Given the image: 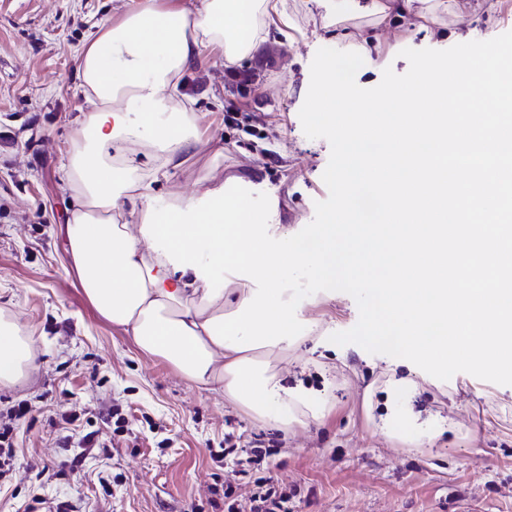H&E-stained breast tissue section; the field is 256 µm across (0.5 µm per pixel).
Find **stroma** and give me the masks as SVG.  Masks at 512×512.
I'll list each match as a JSON object with an SVG mask.
<instances>
[{
    "label": "stroma",
    "mask_w": 512,
    "mask_h": 512,
    "mask_svg": "<svg viewBox=\"0 0 512 512\" xmlns=\"http://www.w3.org/2000/svg\"><path fill=\"white\" fill-rule=\"evenodd\" d=\"M447 0L432 24L336 17V0H288L241 68L216 58L184 78L198 100L210 151L189 153L156 188L188 194L207 173L240 176L266 193L289 234L327 199L330 144L303 132L299 111L322 47L350 50L343 31L380 37L356 74L365 89L385 68H409L405 48L446 49L512 31V0ZM114 0H0V309L35 337L38 368L22 389L0 387V411L27 403L13 431L14 464L0 478V512L41 494L82 500L87 512H246L255 481L286 487L288 512H512V385L461 372L438 380L409 361L337 345L359 320L355 299L321 291L297 306L303 330L279 364L282 385L313 392L320 413L282 428L258 422L198 389L98 317L84 296L61 227L72 203L61 162L89 111L77 78L79 48ZM256 79L247 90L246 73ZM126 423L115 433L107 412ZM99 432L105 456L71 466L59 448L62 415ZM238 448L264 451L242 469ZM112 476L111 485L101 475ZM232 496H225V488Z\"/></svg>",
    "instance_id": "stroma-1"
}]
</instances>
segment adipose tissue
Instances as JSON below:
<instances>
[{
    "label": "adipose tissue",
    "mask_w": 512,
    "mask_h": 512,
    "mask_svg": "<svg viewBox=\"0 0 512 512\" xmlns=\"http://www.w3.org/2000/svg\"><path fill=\"white\" fill-rule=\"evenodd\" d=\"M120 15L78 52L77 77L91 105L62 167L73 197L64 233L80 286L96 313L131 336L144 354L185 380L219 391L253 418L288 425L317 415L304 389L280 384L287 343L248 351L216 344L205 324L238 310L253 284L233 279L207 300L203 279L186 278L132 224L144 221L143 183H160L183 152L208 150L197 133L183 74L215 56L232 69L250 57L270 15L285 0H119ZM132 203L123 212L121 198ZM36 340L13 314L0 312V386L23 384L36 367Z\"/></svg>",
    "instance_id": "obj_1"
}]
</instances>
